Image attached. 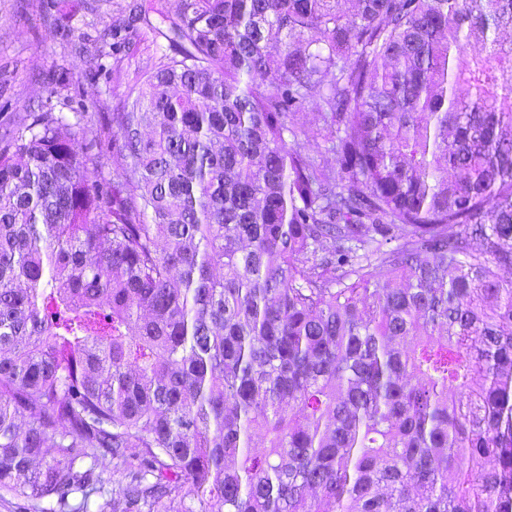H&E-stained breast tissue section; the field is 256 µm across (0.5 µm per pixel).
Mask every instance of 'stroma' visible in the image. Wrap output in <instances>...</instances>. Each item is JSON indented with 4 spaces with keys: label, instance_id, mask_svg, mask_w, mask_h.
Here are the masks:
<instances>
[{
    "label": "stroma",
    "instance_id": "1",
    "mask_svg": "<svg viewBox=\"0 0 512 512\" xmlns=\"http://www.w3.org/2000/svg\"><path fill=\"white\" fill-rule=\"evenodd\" d=\"M128 0H0V133L14 115L51 110L67 119L92 112L87 138L103 133L137 73L157 60L162 39L140 29V52L90 55L84 35L125 15Z\"/></svg>",
    "mask_w": 512,
    "mask_h": 512
}]
</instances>
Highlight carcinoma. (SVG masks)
<instances>
[{
    "instance_id": "obj_1",
    "label": "carcinoma",
    "mask_w": 512,
    "mask_h": 512,
    "mask_svg": "<svg viewBox=\"0 0 512 512\" xmlns=\"http://www.w3.org/2000/svg\"><path fill=\"white\" fill-rule=\"evenodd\" d=\"M154 21L112 135L0 145V492L512 512V0H129L112 48Z\"/></svg>"
}]
</instances>
